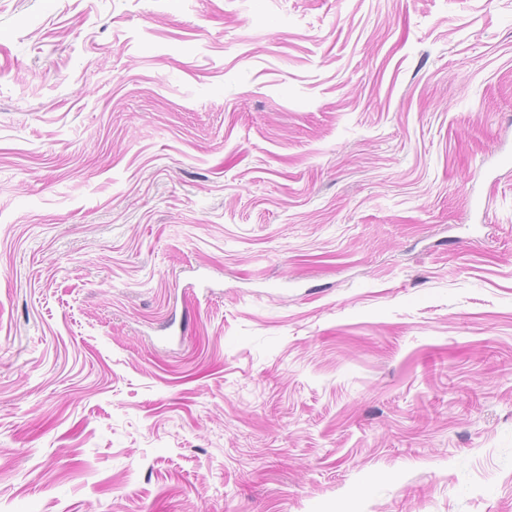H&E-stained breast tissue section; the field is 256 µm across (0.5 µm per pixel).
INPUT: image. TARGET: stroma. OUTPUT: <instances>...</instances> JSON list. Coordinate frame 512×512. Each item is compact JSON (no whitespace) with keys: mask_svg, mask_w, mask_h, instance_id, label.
I'll use <instances>...</instances> for the list:
<instances>
[{"mask_svg":"<svg viewBox=\"0 0 512 512\" xmlns=\"http://www.w3.org/2000/svg\"><path fill=\"white\" fill-rule=\"evenodd\" d=\"M512 0H0V512H512Z\"/></svg>","mask_w":512,"mask_h":512,"instance_id":"35a3bbf8","label":"stroma"}]
</instances>
